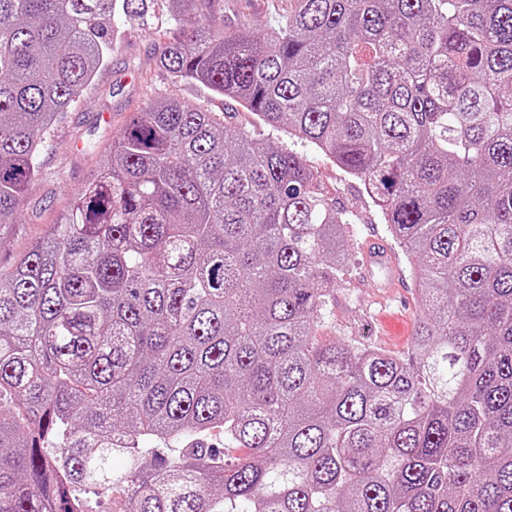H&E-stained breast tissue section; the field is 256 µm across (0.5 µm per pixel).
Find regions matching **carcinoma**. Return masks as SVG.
Instances as JSON below:
<instances>
[{"label":"carcinoma","mask_w":512,"mask_h":512,"mask_svg":"<svg viewBox=\"0 0 512 512\" xmlns=\"http://www.w3.org/2000/svg\"><path fill=\"white\" fill-rule=\"evenodd\" d=\"M158 2L0 0V236ZM164 3L195 18L160 35L172 83L360 181L410 265L411 346L316 336L347 219L307 160L157 97L0 274V512L116 488L119 512H512V0H293L232 32Z\"/></svg>","instance_id":"carcinoma-1"}]
</instances>
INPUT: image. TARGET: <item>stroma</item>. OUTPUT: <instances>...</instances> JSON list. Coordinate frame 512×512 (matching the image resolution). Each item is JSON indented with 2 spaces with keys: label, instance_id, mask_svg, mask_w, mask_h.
I'll list each match as a JSON object with an SVG mask.
<instances>
[{
  "label": "stroma",
  "instance_id": "35a3bbf8",
  "mask_svg": "<svg viewBox=\"0 0 512 512\" xmlns=\"http://www.w3.org/2000/svg\"><path fill=\"white\" fill-rule=\"evenodd\" d=\"M289 0H216L212 9L228 30L256 29L277 23ZM158 39L154 30L131 29L115 42L110 64L100 70L82 96L50 132L37 176L23 198L15 224L0 239V270H8L30 245L50 228L70 191L81 188L100 159L99 151L119 135L125 117L158 96H176L204 105L223 116L225 124L253 136L284 145L288 136L259 123L232 100L211 96L198 86L176 85L158 70L154 60ZM315 170L324 190L349 222V261L336 281L331 309L318 327L325 339L355 346L370 345L392 352L406 351L413 334L417 304L408 262L387 231L381 213L360 183L318 153L296 144ZM379 238L388 248L404 282L385 295L384 276L369 266L365 245Z\"/></svg>",
  "mask_w": 512,
  "mask_h": 512
}]
</instances>
